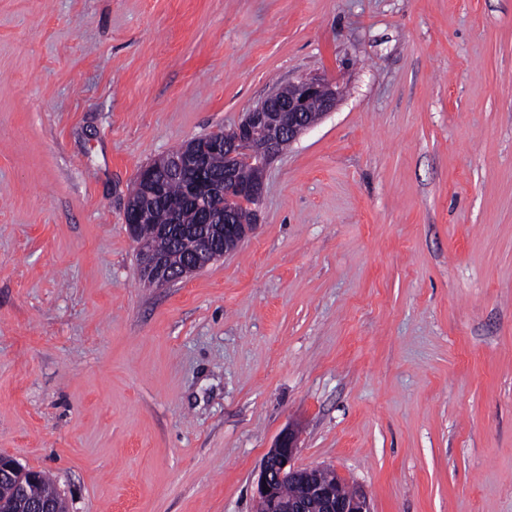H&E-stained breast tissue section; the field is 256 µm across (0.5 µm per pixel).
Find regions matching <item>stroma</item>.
<instances>
[{
  "instance_id": "obj_1",
  "label": "stroma",
  "mask_w": 512,
  "mask_h": 512,
  "mask_svg": "<svg viewBox=\"0 0 512 512\" xmlns=\"http://www.w3.org/2000/svg\"><path fill=\"white\" fill-rule=\"evenodd\" d=\"M336 80L164 287L140 169ZM371 512H512V0H0V455L68 512H255L286 430Z\"/></svg>"
}]
</instances>
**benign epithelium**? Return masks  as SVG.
I'll list each match as a JSON object with an SVG mask.
<instances>
[{"label":"benign epithelium","instance_id":"7a95c632","mask_svg":"<svg viewBox=\"0 0 512 512\" xmlns=\"http://www.w3.org/2000/svg\"><path fill=\"white\" fill-rule=\"evenodd\" d=\"M340 91L337 85L321 77H302L269 94L245 113L224 137H197L185 144L182 166L193 172L197 180L190 188L193 205L199 214H207L213 207L233 215L238 207L249 202L259 205L264 190V176L270 162L279 154V144L286 139L294 142L311 128L317 119L311 116V105L317 104L319 116L336 109ZM216 150L225 152L224 180L212 182L208 170V155ZM156 167H143L128 195L124 209V223L137 245L142 259L144 276L153 284L162 286L173 278L192 274L201 265L234 251L257 228V210H252L249 223L224 221V249L212 248L207 239L197 232L195 224H181L175 220L163 231L177 238L185 248L183 264L175 269L167 259L138 238L137 227L144 223L148 209L144 196L162 193L161 183L155 180ZM295 435L287 431L277 440L264 458L255 486L259 512H370L366 495L350 490L345 479L336 475L331 480L320 467L302 468L294 464ZM41 473L26 469L8 456L0 455V483L12 486L13 494L0 499V512H64L65 500L40 499L34 495ZM296 488L293 497L282 494V487Z\"/></svg>","mask_w":512,"mask_h":512}]
</instances>
